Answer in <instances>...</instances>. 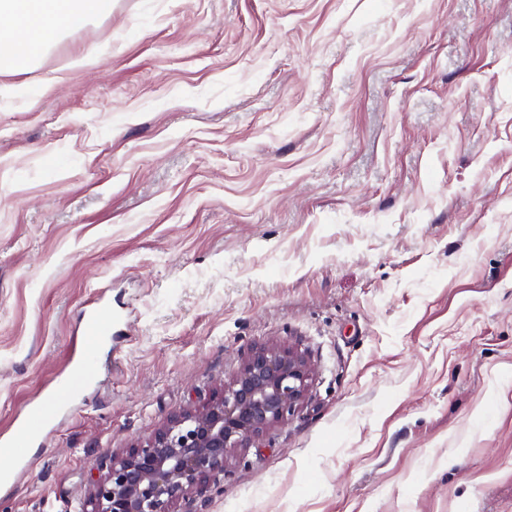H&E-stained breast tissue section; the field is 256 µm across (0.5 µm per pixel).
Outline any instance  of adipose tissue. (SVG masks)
<instances>
[{
    "instance_id": "obj_1",
    "label": "adipose tissue",
    "mask_w": 512,
    "mask_h": 512,
    "mask_svg": "<svg viewBox=\"0 0 512 512\" xmlns=\"http://www.w3.org/2000/svg\"><path fill=\"white\" fill-rule=\"evenodd\" d=\"M112 13V0H0V73L28 67L64 27Z\"/></svg>"
}]
</instances>
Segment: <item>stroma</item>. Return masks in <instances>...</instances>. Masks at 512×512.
Listing matches in <instances>:
<instances>
[{"instance_id": "35a3bbf8", "label": "stroma", "mask_w": 512, "mask_h": 512, "mask_svg": "<svg viewBox=\"0 0 512 512\" xmlns=\"http://www.w3.org/2000/svg\"><path fill=\"white\" fill-rule=\"evenodd\" d=\"M0 512H80L254 347L314 366L198 512H512V0H114L0 74ZM93 358V355L86 351L84 348L77 352L76 357L74 359V362H76L78 365H82L86 371L80 375V378L72 377L68 378L64 381L59 382V384L54 388L53 391H68L72 392L75 391L80 387V384L83 381H87L90 377V372L88 371V367L90 365V361ZM51 412V407L47 402H43L30 410L22 417L11 434L0 435L1 448H13V453L20 456V448L29 447L34 442Z\"/></svg>"}]
</instances>
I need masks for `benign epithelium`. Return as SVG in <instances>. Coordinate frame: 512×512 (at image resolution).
I'll use <instances>...</instances> for the list:
<instances>
[{"label":"benign epithelium","mask_w":512,"mask_h":512,"mask_svg":"<svg viewBox=\"0 0 512 512\" xmlns=\"http://www.w3.org/2000/svg\"><path fill=\"white\" fill-rule=\"evenodd\" d=\"M311 362L276 345L251 350L205 404L188 408L112 459L89 512H175L224 472L229 456L288 420L305 398Z\"/></svg>","instance_id":"1"}]
</instances>
